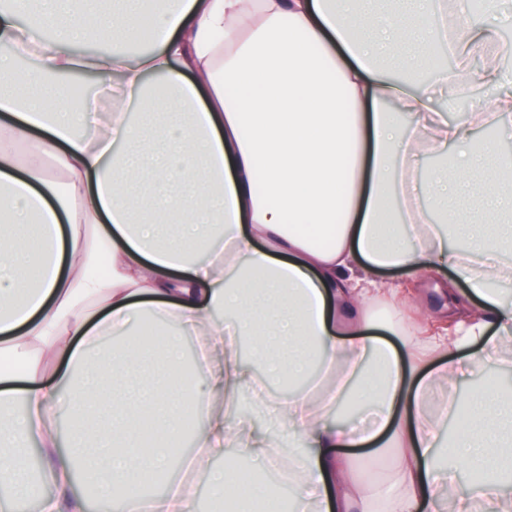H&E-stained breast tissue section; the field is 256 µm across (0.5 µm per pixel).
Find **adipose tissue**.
<instances>
[{"instance_id":"adipose-tissue-1","label":"adipose tissue","mask_w":512,"mask_h":512,"mask_svg":"<svg viewBox=\"0 0 512 512\" xmlns=\"http://www.w3.org/2000/svg\"><path fill=\"white\" fill-rule=\"evenodd\" d=\"M26 0L0 7V512L48 486L38 512H89L94 493L136 512L123 489L169 482L192 413L191 469L214 499L241 505L235 458L288 473L289 512H371L342 456H391L398 492L386 512H444V484L461 512H512L498 467L499 390L427 412L436 386L465 367L498 364L512 341V307L485 255L506 204L493 178L467 252L449 251L430 213L448 197L419 179L417 154L460 148L461 171L512 168L476 132L512 136V57L472 66L497 42L492 20L453 33L455 70L418 81L435 36L426 20L443 0H410L368 28L360 0ZM148 42L136 54L80 53L82 45ZM96 93L68 102L67 80ZM484 96L448 121L449 91ZM165 110L150 133L137 112ZM433 210V211H434ZM414 239V246L403 243ZM449 269L469 289L441 316L451 331L428 345L371 337L367 315L386 269ZM152 319L162 345L135 336ZM202 339L184 361L182 338ZM251 339V359L240 345ZM252 415L235 416L242 397ZM368 403L373 421L333 427L338 404ZM466 418L447 455L439 437ZM150 426L161 442L137 452ZM41 451L39 474L21 454ZM470 472L459 482L448 459Z\"/></svg>"}]
</instances>
